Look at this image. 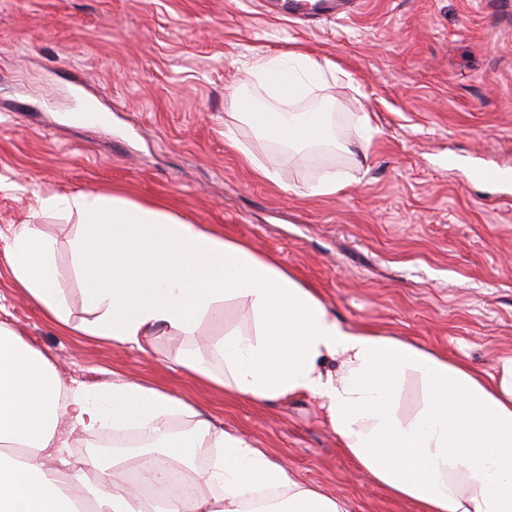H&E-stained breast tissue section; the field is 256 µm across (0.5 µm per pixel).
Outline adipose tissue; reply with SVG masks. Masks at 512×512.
Listing matches in <instances>:
<instances>
[{"instance_id":"1","label":"adipose tissue","mask_w":512,"mask_h":512,"mask_svg":"<svg viewBox=\"0 0 512 512\" xmlns=\"http://www.w3.org/2000/svg\"><path fill=\"white\" fill-rule=\"evenodd\" d=\"M332 71L307 54L257 55L249 72L277 107L242 94L231 104L267 139L299 153L331 131L326 113L291 106ZM40 209L78 218L70 270L89 319L73 321L57 242L40 225L14 229L7 261L16 287L59 330L145 352L159 337L194 335L224 301L244 300L253 332L224 334L207 359L180 350L181 371L253 401L309 395L325 408L344 451L420 512H512V357L488 377L397 337L348 327L273 258L156 204L77 192L44 198ZM336 357L340 372L323 373L325 360ZM409 374L424 395L418 412L403 418L400 387ZM64 414L83 432L138 431L146 452L186 471L197 496L184 505H144L115 480L121 458H70L58 431ZM176 417L189 419L186 431L171 432ZM207 448L215 459L202 469L195 460ZM261 489L277 493L265 512H343L189 400L133 380L66 384L41 351L0 322V512H84L88 505L93 512H250Z\"/></svg>"}]
</instances>
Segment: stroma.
<instances>
[{
	"instance_id": "1",
	"label": "stroma",
	"mask_w": 512,
	"mask_h": 512,
	"mask_svg": "<svg viewBox=\"0 0 512 512\" xmlns=\"http://www.w3.org/2000/svg\"><path fill=\"white\" fill-rule=\"evenodd\" d=\"M283 0H0V321L65 382L130 378L204 410L287 462L345 512H415L339 448L323 408L229 400L172 363L183 342L141 352L58 330L16 288L14 226L35 223L69 266L76 220L39 201L78 191L156 201L271 255L353 328L397 336L495 371L512 357V0H357L351 13L291 18ZM303 52L341 75L293 104L331 120L322 164L275 147L246 120L224 136L232 92L274 100L246 67ZM95 95L108 124L78 120ZM370 119L362 128L361 116ZM328 173L333 195L309 196ZM229 300L195 342L249 331Z\"/></svg>"
}]
</instances>
